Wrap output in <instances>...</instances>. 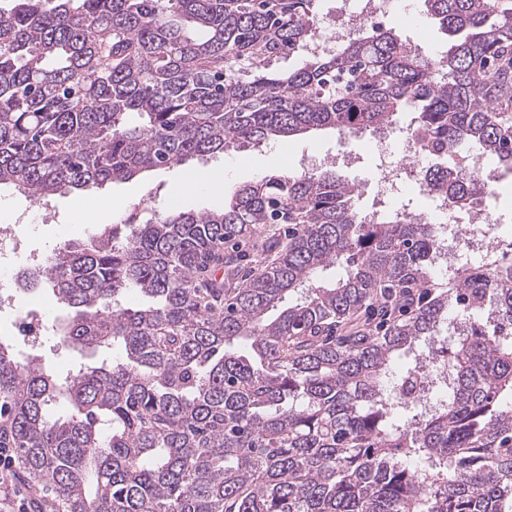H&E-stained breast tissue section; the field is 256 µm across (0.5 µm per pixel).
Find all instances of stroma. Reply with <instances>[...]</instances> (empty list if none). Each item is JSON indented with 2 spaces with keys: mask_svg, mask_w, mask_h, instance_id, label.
I'll list each match as a JSON object with an SVG mask.
<instances>
[{
  "mask_svg": "<svg viewBox=\"0 0 512 512\" xmlns=\"http://www.w3.org/2000/svg\"><path fill=\"white\" fill-rule=\"evenodd\" d=\"M405 6V11L388 16L387 25L400 28L403 35L425 54L437 55L445 51L448 38L424 20L422 0H405ZM336 154L345 158L344 164L337 168L338 174L361 189L358 205L371 208L379 177L376 168L378 150L373 136L366 132L341 139L329 129L289 140L273 137L256 148L242 147L188 165L157 171L147 180L111 183L102 192L86 193L85 198L92 205L99 195L109 196L116 210L142 202L153 215L173 210L203 212L222 208L225 197L241 185L256 182L273 172L316 170L325 166L328 157ZM200 170L212 173L213 180L208 185L195 182L194 175ZM70 202V195L63 194L41 205L5 189L0 191V225L14 223L17 210H28L30 222L19 228L27 245L24 257L42 259L57 248L86 239L94 230L86 218L72 210ZM27 312L54 323L62 319L67 310L50 290L22 291L0 287V336H12V318ZM12 338L23 355L61 374L86 361L77 348L53 334L37 339Z\"/></svg>",
  "mask_w": 512,
  "mask_h": 512,
  "instance_id": "stroma-1",
  "label": "stroma"
}]
</instances>
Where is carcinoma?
<instances>
[{
  "mask_svg": "<svg viewBox=\"0 0 512 512\" xmlns=\"http://www.w3.org/2000/svg\"><path fill=\"white\" fill-rule=\"evenodd\" d=\"M9 2L0 186L36 202L400 112L448 211L483 191L480 159L512 170V0H423L453 37L437 56L386 27L307 53L317 0ZM358 196L331 168L270 174L23 272L94 363L61 380L0 337L21 479L56 512H512V261L439 283L435 225L367 223ZM459 311L474 320L446 346ZM420 348L448 391L418 414L425 371L389 370Z\"/></svg>",
  "mask_w": 512,
  "mask_h": 512,
  "instance_id": "1",
  "label": "carcinoma"
}]
</instances>
